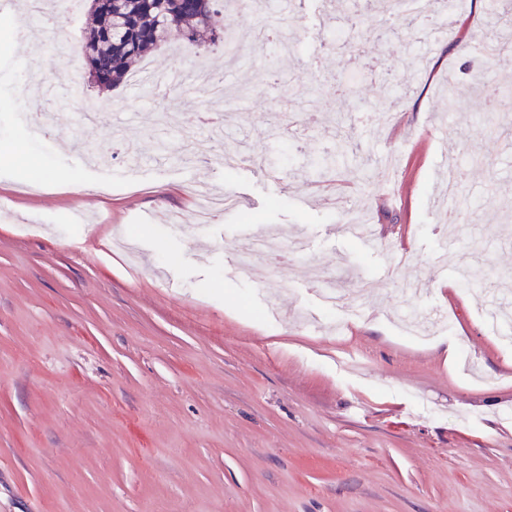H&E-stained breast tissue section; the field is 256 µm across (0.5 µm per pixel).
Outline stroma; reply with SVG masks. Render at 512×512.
Instances as JSON below:
<instances>
[{
    "label": "stroma",
    "mask_w": 512,
    "mask_h": 512,
    "mask_svg": "<svg viewBox=\"0 0 512 512\" xmlns=\"http://www.w3.org/2000/svg\"><path fill=\"white\" fill-rule=\"evenodd\" d=\"M18 11L0 14V145L21 147L0 156V512H512V330L484 318L512 305V107L483 106L485 89H512V54L464 49L497 36L493 13L460 4L449 21L427 0L406 39L375 40L365 2L352 16L321 0L248 14L224 0L226 36L272 14L300 50L208 53L230 87L212 147L240 158L221 166L185 160L210 102L172 97L169 116L131 80L97 121L72 104L31 132L15 88L86 82V3L55 12L59 45L16 29ZM430 39L437 54L418 61ZM300 112L315 126L277 135ZM340 126L357 151L330 177L353 185L351 209L300 206L321 178L309 161L335 152ZM451 161L463 178L448 224ZM201 185L240 210L196 226ZM355 212L386 247L346 235ZM262 231L308 250L241 275ZM326 280L339 308L320 299ZM415 280L425 293L401 297ZM405 307L450 325L416 337ZM450 344L472 363L449 362Z\"/></svg>",
    "instance_id": "1"
}]
</instances>
